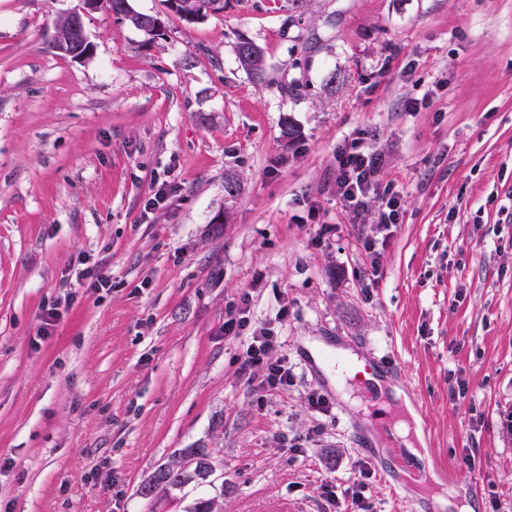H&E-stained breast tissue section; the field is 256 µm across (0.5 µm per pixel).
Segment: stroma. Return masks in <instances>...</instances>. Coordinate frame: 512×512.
Listing matches in <instances>:
<instances>
[{"label":"stroma","instance_id":"stroma-1","mask_svg":"<svg viewBox=\"0 0 512 512\" xmlns=\"http://www.w3.org/2000/svg\"><path fill=\"white\" fill-rule=\"evenodd\" d=\"M74 4L0 0V512H325L321 485L359 479L374 512H458L442 470L512 512V0H224L196 23L130 0L163 38L96 12L83 62L48 47ZM353 140L404 196L374 263L377 200L351 224L334 187ZM82 257L111 287L78 284ZM246 294L295 373L265 396L224 333ZM338 351L393 367L425 456L310 367ZM204 447L215 473L149 506L140 485ZM235 51L241 66L257 82L265 80L266 61L263 49L252 40L242 37L235 45Z\"/></svg>","mask_w":512,"mask_h":512}]
</instances>
